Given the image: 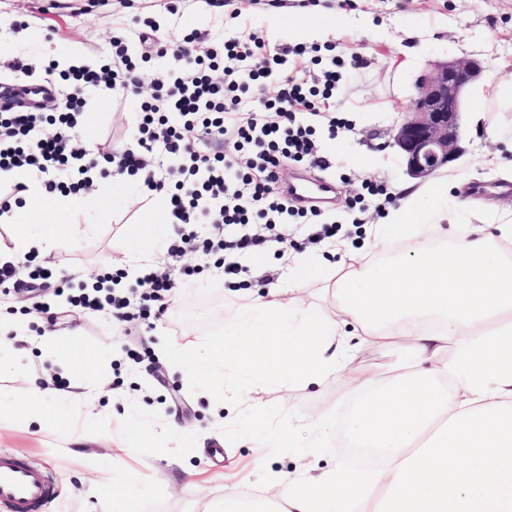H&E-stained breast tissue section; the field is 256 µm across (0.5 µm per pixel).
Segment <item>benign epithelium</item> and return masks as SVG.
I'll return each instance as SVG.
<instances>
[{"label": "benign epithelium", "mask_w": 512, "mask_h": 512, "mask_svg": "<svg viewBox=\"0 0 512 512\" xmlns=\"http://www.w3.org/2000/svg\"><path fill=\"white\" fill-rule=\"evenodd\" d=\"M481 73L482 65L476 59H446L417 80L410 105L391 130L392 146L409 177L428 179L464 154V95Z\"/></svg>", "instance_id": "obj_1"}]
</instances>
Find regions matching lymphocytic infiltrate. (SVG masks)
I'll list each match as a JSON object with an SVG mask.
<instances>
[{"label":"lymphocytic infiltrate","mask_w":512,"mask_h":512,"mask_svg":"<svg viewBox=\"0 0 512 512\" xmlns=\"http://www.w3.org/2000/svg\"><path fill=\"white\" fill-rule=\"evenodd\" d=\"M111 65L97 71L72 67L64 79L72 81L58 112L11 111L0 113V171H22L37 176L47 191L69 188L76 192L90 183L98 161L79 147L74 129L82 109L80 90L108 81L110 89L139 85L145 78L127 55L122 37L112 39ZM156 54L171 58L165 80L154 81L152 94L137 114L136 148L114 153L116 174L139 175L146 193H167L177 237L172 257L193 252L204 256L217 251L246 255L269 243H286L280 226L290 211L278 188L284 161L315 162V144L308 127L298 124L300 112H315L317 92H332L339 79L335 62L321 70L317 86L286 78L276 89L266 80L286 63L281 53H271L251 32H239L206 51L157 43ZM221 80H213V72ZM53 134H46V127ZM233 134L247 149L239 160L196 152L198 140ZM310 231L307 243L318 244L336 233L335 225L322 222L318 210L294 211ZM234 234H226V227ZM197 266L183 265L178 279L151 273L142 278L138 300L119 293L106 298L82 293L72 303L84 313L104 312L116 323L130 321L131 306L141 319L152 311H165L177 281L191 280Z\"/></svg>","instance_id":"f902f5d3"}]
</instances>
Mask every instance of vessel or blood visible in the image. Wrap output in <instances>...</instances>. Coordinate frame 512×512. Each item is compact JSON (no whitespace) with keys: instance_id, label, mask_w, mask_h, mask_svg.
<instances>
[{"instance_id":"b4317fda","label":"vessel or blood","mask_w":512,"mask_h":512,"mask_svg":"<svg viewBox=\"0 0 512 512\" xmlns=\"http://www.w3.org/2000/svg\"><path fill=\"white\" fill-rule=\"evenodd\" d=\"M282 190L288 198L316 207L331 199L334 185L299 176L284 183ZM53 492L48 472L28 466L19 457L0 455V512H40Z\"/></svg>"}]
</instances>
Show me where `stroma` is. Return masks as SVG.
Masks as SVG:
<instances>
[{
    "label": "stroma",
    "instance_id": "obj_1",
    "mask_svg": "<svg viewBox=\"0 0 512 512\" xmlns=\"http://www.w3.org/2000/svg\"><path fill=\"white\" fill-rule=\"evenodd\" d=\"M168 5L169 0H0V88L17 87L11 66L20 61L32 68L46 99L61 101L68 89L59 76L46 75L49 62L73 55L106 59L120 31L127 35L129 54L144 55L139 35L149 24L171 44L196 32L202 50L243 28L262 37L271 50L302 45L331 52L345 64L343 79L332 95L319 98L318 106L345 118L350 128L333 139L317 130L321 163L288 162L279 177L285 181L304 170L333 181L336 197L321 210L343 239L364 240L365 227L387 214L385 194L408 183L401 158L388 146L390 130L432 62L476 58L484 78L512 79V0H179L174 14ZM365 13L373 14L377 27L364 35L358 20ZM340 14L345 17L341 24L336 21ZM407 52L414 54L415 66L390 69V57ZM149 96V90L134 88L85 92L83 117L93 133L92 150L135 147V116ZM337 144L351 164L332 159ZM462 145L465 154L450 169L464 179L461 197L475 210L512 207V181L484 163L493 154L512 160V113L496 111L470 89ZM113 181L109 205L87 196V217L95 230L85 239L59 242L52 278L30 279L31 253L15 247L10 226L0 223V245L10 249L17 269L9 295L0 294V317L28 323L23 336L0 347V455L18 456L55 478L56 495L42 512H114L107 485L116 461L138 485L141 512H206L211 502L223 499L225 487L253 502L263 497L270 473L292 476L303 459L341 455L338 447H316L310 426L312 417L342 396L338 379L319 390L299 382L243 383L239 424L225 431L215 427L217 400L205 384L176 367L169 351L189 346L207 355L243 301L240 289L225 283L211 257L185 256L183 262L199 265L200 272L190 282H179L183 262L168 252L175 225H167L147 255L160 272L178 281L164 314L147 324L139 319L125 323L120 336L110 317L87 318L71 306L67 295L83 287L84 276L119 274L116 261L132 247L133 225L168 209L167 195L144 196L138 180L117 175ZM294 255L293 248L273 246L242 256L249 289L287 286ZM47 302L54 313L50 320L35 311ZM46 326L73 335L92 362L89 372L60 371L54 353L41 344ZM128 348L138 353V361L125 357ZM34 384L56 389L61 409L59 420L36 436L19 411ZM81 386L98 396L93 407L77 414L67 394ZM255 404L267 419L289 418L295 446L258 447L251 416ZM141 425L153 431L150 446L130 433Z\"/></svg>",
    "mask_w": 512,
    "mask_h": 512
}]
</instances>
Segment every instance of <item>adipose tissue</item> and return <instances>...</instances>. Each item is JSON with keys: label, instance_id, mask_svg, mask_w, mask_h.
I'll list each match as a JSON object with an SVG mask.
<instances>
[{"label": "adipose tissue", "instance_id": "obj_1", "mask_svg": "<svg viewBox=\"0 0 512 512\" xmlns=\"http://www.w3.org/2000/svg\"><path fill=\"white\" fill-rule=\"evenodd\" d=\"M455 181L401 188L386 223L370 226L373 242L402 237V251L373 264L344 245L326 287L333 312L306 304L298 286L272 288L225 321L209 358L172 351L230 408L242 400L239 377L344 379L341 400L311 423L317 445L342 437L377 449L374 466L338 460L310 464L297 480L275 477L253 512H512V211L441 232L464 207L448 194ZM0 222L44 258L91 229L76 197L48 202L34 184ZM386 345L397 348L390 377L354 366L360 349ZM301 482L314 493L299 492Z\"/></svg>", "mask_w": 512, "mask_h": 512}]
</instances>
